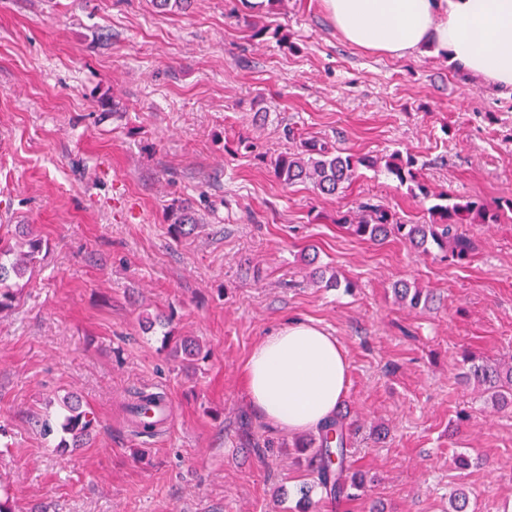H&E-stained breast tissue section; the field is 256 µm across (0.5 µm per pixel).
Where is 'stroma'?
Listing matches in <instances>:
<instances>
[{"label": "stroma", "mask_w": 512, "mask_h": 512, "mask_svg": "<svg viewBox=\"0 0 512 512\" xmlns=\"http://www.w3.org/2000/svg\"><path fill=\"white\" fill-rule=\"evenodd\" d=\"M242 137L253 152L237 151ZM307 138L412 154L434 192L505 213L463 225L465 265L359 239L335 219L360 201L408 224L428 221V202L368 169L332 197L281 184L273 159ZM177 201L191 234L171 225ZM511 202L512 94L429 50L348 45L321 0L262 13L0 0V236L32 225L45 252L0 312V499L13 512H299L307 463L242 382L253 346L299 317L347 353L350 463L366 485L340 510L315 491L310 512H450L459 487L469 512H512V412L461 363L512 355ZM316 269L340 287L313 283ZM401 279L435 302H398ZM168 333L208 359L185 371L162 349ZM145 389L168 397L163 435L128 425ZM70 396L93 420L78 447L61 444Z\"/></svg>", "instance_id": "35a3bbf8"}]
</instances>
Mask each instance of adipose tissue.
Listing matches in <instances>:
<instances>
[{
  "mask_svg": "<svg viewBox=\"0 0 512 512\" xmlns=\"http://www.w3.org/2000/svg\"><path fill=\"white\" fill-rule=\"evenodd\" d=\"M337 33L365 51L404 58L425 48L512 93V0H322ZM348 358L317 323L294 319L251 350L243 387L273 428L292 435L335 417Z\"/></svg>",
  "mask_w": 512,
  "mask_h": 512,
  "instance_id": "adipose-tissue-1",
  "label": "adipose tissue"
}]
</instances>
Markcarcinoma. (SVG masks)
I'll return each mask as SVG.
<instances>
[{
  "mask_svg": "<svg viewBox=\"0 0 512 512\" xmlns=\"http://www.w3.org/2000/svg\"><path fill=\"white\" fill-rule=\"evenodd\" d=\"M383 169L399 186H405L410 193L428 198L429 188L420 179L417 161L411 155L395 151L384 158H369L353 154H343L333 150L325 142L305 139L293 153L278 155L274 160V173L278 180L286 185L309 181L319 194L334 196L358 177L361 168ZM436 198L441 203L429 208L430 219L426 224H404L396 214L382 205L368 202L358 206L359 220L344 216L339 223L347 226L355 236L371 242H384L393 237L404 239L422 253H429L435 246L445 253L449 261L463 265L470 260L472 248L468 239L459 234L457 224H488L500 221L498 211L489 210L483 203L463 195L440 193ZM169 219L177 230L195 223V217L189 207L180 206L171 210ZM27 250L15 253L9 241L0 237V310L11 305L16 298L17 289L11 283L12 278H21L29 265L37 261L42 252L43 241L33 232H23ZM396 299L409 307L427 308L433 302V294L399 281L393 288ZM165 347L169 353L180 360L183 366L193 368L200 360L207 358L201 343L190 337L167 336ZM463 363L468 365L466 381L476 385L486 394L492 405L499 409L512 407V361L490 363L466 354ZM165 397L159 393L137 391L134 399L127 404L128 415L136 421L137 434L153 436L158 423L155 417L159 412V403ZM68 412L62 424V431L77 443L83 439L91 427L79 404L70 399L64 400ZM351 424L347 416L341 413L324 424L319 435L301 438L295 448L309 458L312 483L302 490L303 507L311 505V492L321 488L331 502L341 504L354 500L363 489L364 480L350 473L347 439Z\"/></svg>",
  "mask_w": 512,
  "mask_h": 512,
  "instance_id": "carcinoma-1",
  "label": "carcinoma"
}]
</instances>
